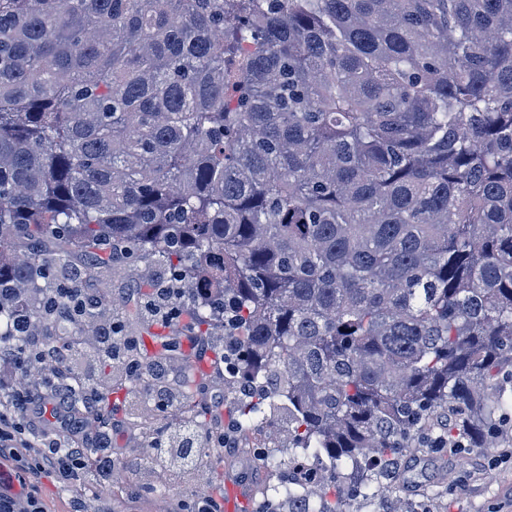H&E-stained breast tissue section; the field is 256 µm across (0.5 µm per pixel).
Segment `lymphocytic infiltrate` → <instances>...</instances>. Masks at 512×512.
I'll return each mask as SVG.
<instances>
[{
    "mask_svg": "<svg viewBox=\"0 0 512 512\" xmlns=\"http://www.w3.org/2000/svg\"><path fill=\"white\" fill-rule=\"evenodd\" d=\"M25 341L38 355L33 367H25L23 353L0 338V386L8 388L20 377H27L28 388L7 408H0V512H57L39 489L43 475L64 478L67 467L78 464L88 448L98 450L95 471L98 495L109 498L114 471L142 466L135 448L115 449L112 433L124 424V414L111 411L106 424H91L99 401L100 364L123 365L130 354L127 339L112 333L111 324L98 326L96 336L78 337L66 357L49 351L47 329L28 324ZM84 373L85 409L76 411L67 388L57 378L61 360ZM178 368L169 361L153 363L147 374L148 393L156 412L172 421L178 408L175 386Z\"/></svg>",
    "mask_w": 512,
    "mask_h": 512,
    "instance_id": "1",
    "label": "lymphocytic infiltrate"
}]
</instances>
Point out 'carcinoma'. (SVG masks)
<instances>
[{"mask_svg":"<svg viewBox=\"0 0 512 512\" xmlns=\"http://www.w3.org/2000/svg\"><path fill=\"white\" fill-rule=\"evenodd\" d=\"M116 264L127 323L154 288L181 315L103 367L101 409L125 392L153 442L143 369L180 359L220 489L186 340L210 336L228 419L279 424L239 434L265 512H415L402 457L512 447V0H0V336ZM97 293L47 335H90Z\"/></svg>","mask_w":512,"mask_h":512,"instance_id":"obj_1","label":"carcinoma"}]
</instances>
